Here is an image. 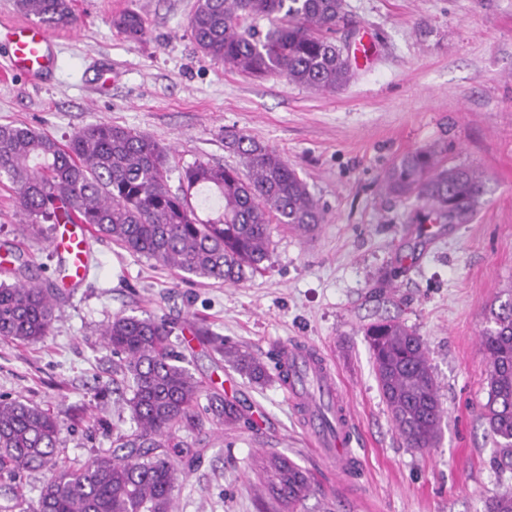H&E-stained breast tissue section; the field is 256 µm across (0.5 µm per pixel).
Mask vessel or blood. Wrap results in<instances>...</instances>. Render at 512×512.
<instances>
[{"mask_svg":"<svg viewBox=\"0 0 512 512\" xmlns=\"http://www.w3.org/2000/svg\"><path fill=\"white\" fill-rule=\"evenodd\" d=\"M9 28L12 38L0 46V55L7 58L13 73L39 77L53 69L54 40L46 28L30 21L10 23ZM53 244L68 255L70 280L82 282L91 254L87 235L66 227ZM280 353L288 369L283 388L299 412L302 428L310 433L315 451L332 461L338 475H345L358 437L352 411L336 387L332 364L312 346L284 344Z\"/></svg>","mask_w":512,"mask_h":512,"instance_id":"1","label":"vessel or blood"}]
</instances>
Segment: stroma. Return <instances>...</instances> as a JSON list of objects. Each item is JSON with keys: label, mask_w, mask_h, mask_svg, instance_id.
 <instances>
[{"label": "stroma", "mask_w": 512, "mask_h": 512, "mask_svg": "<svg viewBox=\"0 0 512 512\" xmlns=\"http://www.w3.org/2000/svg\"><path fill=\"white\" fill-rule=\"evenodd\" d=\"M72 5L78 25L56 30V67L0 80V124L65 143L111 122L169 150L176 170L236 164L224 148L233 127L285 154L325 220L308 236L272 224L269 260L234 284L178 275L94 232L89 273L66 289L52 224L32 226L0 182V256L64 290L42 342L0 339V397L48 412L60 425V462H87L135 429L104 325L118 314L162 317L204 392L227 393L249 419L227 427L209 413L184 433L194 461L172 512H274L256 475L269 452L310 476L298 512H484L498 479L480 340L491 307L512 296V0H345L335 39L368 37L373 57L347 87L323 92L204 56L188 29L195 0ZM125 12L144 19L141 38L114 28ZM428 146L484 177L469 223L428 225L422 206L384 190L385 171ZM388 317L427 344L444 408L437 447H407L378 388L363 329ZM283 342L316 346L334 365L358 420L361 463L347 476L314 457L277 377L253 383L224 359L237 346L270 368Z\"/></svg>", "instance_id": "obj_1"}]
</instances>
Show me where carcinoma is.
<instances>
[{
  "mask_svg": "<svg viewBox=\"0 0 512 512\" xmlns=\"http://www.w3.org/2000/svg\"><path fill=\"white\" fill-rule=\"evenodd\" d=\"M17 7L50 29L73 27L71 0H17ZM344 18V0H196L190 35L199 51L254 78L272 74L317 91L350 81L349 54L331 34ZM127 38L144 28L128 12L113 21ZM236 166L195 162L171 190L168 153L147 135L108 122L87 125L62 144L25 124L0 125V178L33 224H89L127 251L177 272L240 282L269 257L272 221L314 231L324 214L307 184L278 149L236 129L224 130ZM394 197L414 199L446 222H466L485 193L474 170L450 166L432 147L394 163L384 177ZM60 293L33 278L0 282V338L35 344L50 332ZM483 334L489 361L483 418L497 451V474L512 475V298L491 310ZM173 327L160 318L115 315L101 336L119 357L116 372L131 397L136 430L110 453L54 472L29 512H171L183 469L192 459L177 432L202 424V387L169 345ZM378 386L392 421L411 448L435 447L444 415L423 338L382 319L365 331ZM236 371L262 384L263 362L239 347L224 348ZM226 426L244 421L238 405L220 400ZM59 425L22 398L0 399V475L52 469ZM261 470L270 497L292 512L309 494L307 475L287 456L269 453ZM485 512H512V482L488 497Z\"/></svg>",
  "mask_w": 512,
  "mask_h": 512,
  "instance_id": "obj_1",
  "label": "carcinoma"
}]
</instances>
